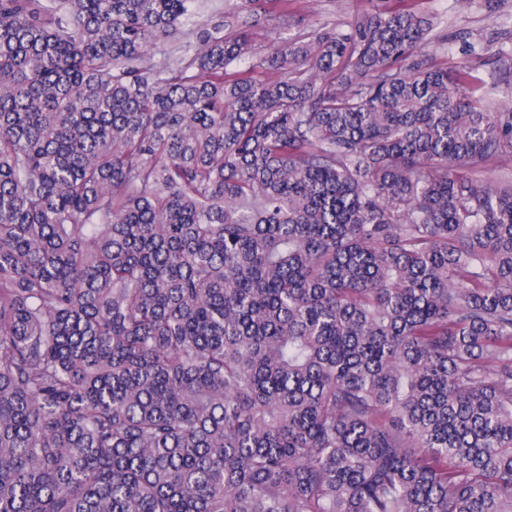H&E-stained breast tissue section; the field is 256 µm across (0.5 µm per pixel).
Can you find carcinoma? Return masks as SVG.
<instances>
[{"mask_svg":"<svg viewBox=\"0 0 512 512\" xmlns=\"http://www.w3.org/2000/svg\"><path fill=\"white\" fill-rule=\"evenodd\" d=\"M266 2L0 0V512H512V107ZM274 25L275 21L261 19V21L251 29L252 44L257 50L266 51L273 40L278 37L275 33ZM195 40L193 37L187 32H179L172 37H170L167 42L162 45L159 50L155 51L154 61L157 63H162L165 57L167 56H178L182 54L186 49L191 48L189 45L193 44ZM512 175V158L491 160L485 165L468 173V176L479 182H492L501 176Z\"/></svg>","mask_w":512,"mask_h":512,"instance_id":"carcinoma-1","label":"carcinoma"}]
</instances>
